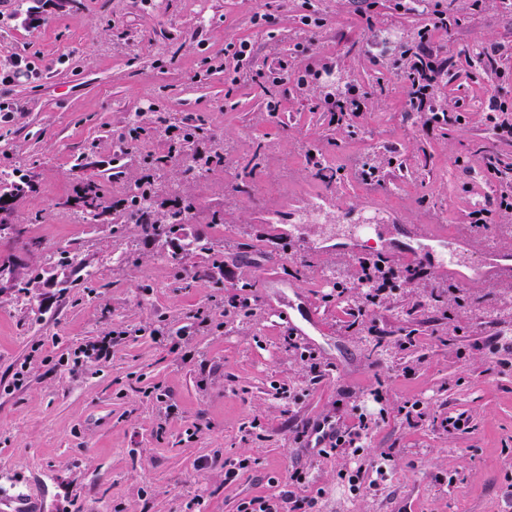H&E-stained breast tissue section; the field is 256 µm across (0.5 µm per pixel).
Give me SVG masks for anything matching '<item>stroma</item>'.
Here are the masks:
<instances>
[{
  "label": "stroma",
  "instance_id": "1",
  "mask_svg": "<svg viewBox=\"0 0 512 512\" xmlns=\"http://www.w3.org/2000/svg\"><path fill=\"white\" fill-rule=\"evenodd\" d=\"M434 11L451 20L432 35L447 61L436 101L460 104L458 124L407 105L408 52ZM258 12L267 22L254 23ZM241 41L254 47L249 67L218 70L226 45ZM488 42L512 46V0H430L423 13L378 0L368 18L356 0H210L202 15L192 0L1 8L0 62L21 54L39 77L10 86L14 117L0 122V170L31 183L0 231L10 270L0 277V500L43 512H240L290 491L318 512H512V286H462L426 264L388 279L383 302L355 318L358 259L336 250L375 205L397 213L388 235L401 268L415 264L406 229L416 224L439 230L442 259L470 239V263L484 248L512 253V235L499 233L512 213L469 221L499 188L487 155L512 163V138L483 110L495 96L512 112V55L499 72L482 70ZM282 61L294 76L285 85L273 78ZM309 68L317 77L298 86ZM334 80L368 92L366 111L327 112ZM130 112L143 115L136 140ZM189 115L205 132L188 155L206 158L218 140L233 152L202 177L172 162L175 193L153 181L154 160L180 149L165 128ZM307 143L334 181L315 176ZM351 157L384 189L366 190ZM89 179L112 202L91 221L78 202ZM148 179L157 214L194 200L182 234L214 251L177 264L178 244L142 234L127 200ZM216 212L223 223H212ZM60 246L94 279L79 283L51 258ZM197 264L205 278L191 277ZM247 281L245 317L228 305ZM106 336L99 362L73 368L75 350ZM363 417L374 426L356 455H322L298 437L328 418ZM228 459L249 462L229 483ZM382 463L388 480L376 491L353 494L339 477ZM298 469L309 482L292 483Z\"/></svg>",
  "mask_w": 512,
  "mask_h": 512
}]
</instances>
